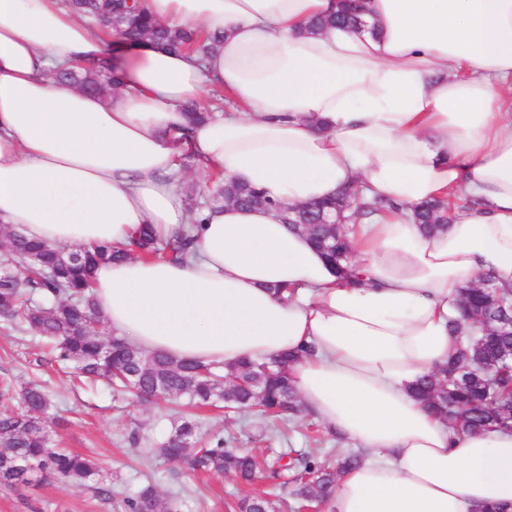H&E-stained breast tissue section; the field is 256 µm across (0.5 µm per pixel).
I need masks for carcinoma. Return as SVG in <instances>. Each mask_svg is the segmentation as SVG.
Masks as SVG:
<instances>
[{
  "label": "carcinoma",
  "instance_id": "1",
  "mask_svg": "<svg viewBox=\"0 0 512 512\" xmlns=\"http://www.w3.org/2000/svg\"><path fill=\"white\" fill-rule=\"evenodd\" d=\"M346 7L334 21L358 23L357 0H343ZM71 11L90 25L112 26L126 42L149 39L170 50H193L205 54L209 44L186 27L170 30L149 15L138 0H67ZM55 78L63 85H78L102 93L117 84L115 67L100 59H90L71 69L62 68ZM232 201L242 206L270 204L261 192L235 182H217L206 204L188 200L192 223L204 222V211L217 203ZM386 206L382 200L366 202L358 186L347 185L328 201L306 206L294 217L336 264L337 269L352 259L348 228H327L317 223L321 213L338 207L347 219L357 223ZM448 207L435 200L423 204L415 217L426 229L441 228L448 221ZM191 239L180 236L167 242L156 240L150 225H144L129 248L100 244L91 248L57 247L32 242L9 229L0 235V318L22 332H33L50 342L56 363L74 364L78 375L90 383L105 382L115 394L133 393L144 400H184L192 407H215L222 402L230 408H258L274 420L296 414L302 400L288 379L291 353L266 361L238 360L232 364L179 361L149 354L118 336L101 338L93 328L98 320L91 293V274L102 263L133 255L159 252L175 261L189 256ZM458 316L448 327L456 338V348L447 364L436 368L416 385L415 393L443 421L465 432L479 433L493 427L512 428V335L479 327L473 318L512 315V291L507 288H463L455 302ZM235 383L224 391V378ZM1 400H18V409L0 413V484L31 486L55 481L63 487L97 482L98 465L52 443L46 419L51 399L39 386L20 388L12 381L0 382ZM198 425L185 419L155 449L169 462H183L201 473L233 474L249 482L267 461L230 447L215 437L198 446ZM363 461L359 453H349L332 466L317 461L304 449L278 455L274 473H293V495L301 507H317L332 496L336 483L348 468ZM124 512H164L155 487L148 483L123 499ZM239 512H277L276 503L266 497H245Z\"/></svg>",
  "mask_w": 512,
  "mask_h": 512
}]
</instances>
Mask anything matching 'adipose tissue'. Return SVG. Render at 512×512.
Here are the masks:
<instances>
[{
	"mask_svg": "<svg viewBox=\"0 0 512 512\" xmlns=\"http://www.w3.org/2000/svg\"><path fill=\"white\" fill-rule=\"evenodd\" d=\"M142 3L221 39L204 56L121 44L62 0H0V224L85 247L193 228L187 262L95 269L114 335L206 364L294 353L305 408L367 454L330 512H512V431L456 432L412 395L454 349L459 289L484 275L512 287V0H365L358 30L312 28L340 0ZM112 55V97L52 76ZM216 89L225 110L189 127L185 105ZM182 147L269 206L191 225L169 179ZM347 184L387 206L350 225L343 272L280 207ZM460 197L447 226L421 231L416 205Z\"/></svg>",
	"mask_w": 512,
	"mask_h": 512,
	"instance_id": "obj_1",
	"label": "adipose tissue"
}]
</instances>
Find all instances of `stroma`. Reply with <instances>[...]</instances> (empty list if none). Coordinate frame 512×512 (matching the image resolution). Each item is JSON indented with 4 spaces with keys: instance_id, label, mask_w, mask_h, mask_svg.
I'll return each instance as SVG.
<instances>
[{
    "instance_id": "1",
    "label": "stroma",
    "mask_w": 512,
    "mask_h": 512,
    "mask_svg": "<svg viewBox=\"0 0 512 512\" xmlns=\"http://www.w3.org/2000/svg\"><path fill=\"white\" fill-rule=\"evenodd\" d=\"M3 377L19 385L42 384L53 400L49 431L54 443L93 459L100 470L98 481L111 486L112 497L102 500L90 488H65L50 481L30 487L0 485V512H121L122 498L149 482L171 512H238L240 498L276 491L280 483L269 472L251 485L227 475L201 477L188 471L172 479L170 465L158 459L155 450L180 422V406L116 399L104 387L79 385L69 368L50 361L40 337L0 326ZM196 420L200 436L219 435L256 454L287 444L320 457L351 448L308 413L294 418L288 441L264 433L260 418L250 412L227 414L209 408L197 411Z\"/></svg>"
}]
</instances>
